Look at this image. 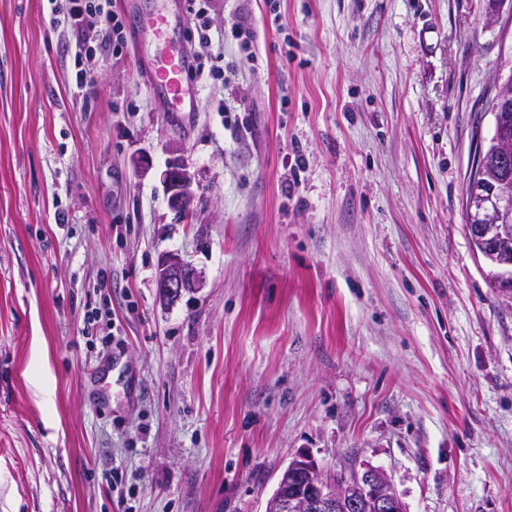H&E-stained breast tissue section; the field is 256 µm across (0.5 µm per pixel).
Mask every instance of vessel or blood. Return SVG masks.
I'll return each mask as SVG.
<instances>
[{
  "label": "vessel or blood",
  "mask_w": 512,
  "mask_h": 512,
  "mask_svg": "<svg viewBox=\"0 0 512 512\" xmlns=\"http://www.w3.org/2000/svg\"><path fill=\"white\" fill-rule=\"evenodd\" d=\"M139 27L147 42L152 44L168 35L170 22L164 12L158 11L140 18ZM191 65L190 58L182 52L154 58L152 88L169 111L192 112L197 107L199 87L188 77Z\"/></svg>",
  "instance_id": "vessel-or-blood-1"
}]
</instances>
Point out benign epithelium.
Segmentation results:
<instances>
[{
  "label": "benign epithelium",
  "mask_w": 512,
  "mask_h": 512,
  "mask_svg": "<svg viewBox=\"0 0 512 512\" xmlns=\"http://www.w3.org/2000/svg\"><path fill=\"white\" fill-rule=\"evenodd\" d=\"M171 205L190 212L196 197L193 177L187 167L174 163L165 173ZM497 176L482 164L474 167L472 186L481 190L476 202L470 204L468 232L480 254L500 273L492 284L500 295L512 300V261L507 246L512 239V197L496 191ZM200 275L178 254L169 253L162 259L159 288L162 298L174 302L180 296L199 287ZM294 481L288 494L274 493L266 503L265 512H407L406 504L396 491L391 478L379 468L365 467L349 477L328 479L317 463L307 454L292 458L284 468Z\"/></svg>",
  "instance_id": "7a95c632"
}]
</instances>
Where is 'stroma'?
<instances>
[{"instance_id": "1", "label": "stroma", "mask_w": 512, "mask_h": 512, "mask_svg": "<svg viewBox=\"0 0 512 512\" xmlns=\"http://www.w3.org/2000/svg\"><path fill=\"white\" fill-rule=\"evenodd\" d=\"M158 6L169 52L196 38L187 0H112L122 40L78 60L47 0H0V512H264L301 452L408 512H512V305L466 228L512 29L488 0H210L236 72L171 112ZM169 253L202 276L173 304ZM139 27L143 37L150 46H153L156 40L168 38L170 22L167 15L162 11H156L154 14L143 16L139 20ZM165 173L168 183L171 205L185 213H189L196 197L193 188V177L187 167L179 162H173Z\"/></svg>"}]
</instances>
